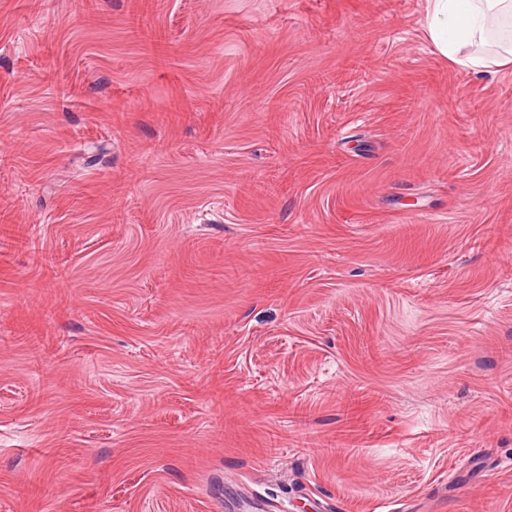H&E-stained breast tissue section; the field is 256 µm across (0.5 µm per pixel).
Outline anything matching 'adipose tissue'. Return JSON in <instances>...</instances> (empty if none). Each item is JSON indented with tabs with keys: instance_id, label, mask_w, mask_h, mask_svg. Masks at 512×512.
<instances>
[{
	"instance_id": "adipose-tissue-1",
	"label": "adipose tissue",
	"mask_w": 512,
	"mask_h": 512,
	"mask_svg": "<svg viewBox=\"0 0 512 512\" xmlns=\"http://www.w3.org/2000/svg\"><path fill=\"white\" fill-rule=\"evenodd\" d=\"M426 31L449 61L476 73L512 69V0H425Z\"/></svg>"
}]
</instances>
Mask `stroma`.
<instances>
[{"mask_svg":"<svg viewBox=\"0 0 512 512\" xmlns=\"http://www.w3.org/2000/svg\"><path fill=\"white\" fill-rule=\"evenodd\" d=\"M424 0H0V512H512V70Z\"/></svg>","mask_w":512,"mask_h":512,"instance_id":"stroma-1","label":"stroma"}]
</instances>
